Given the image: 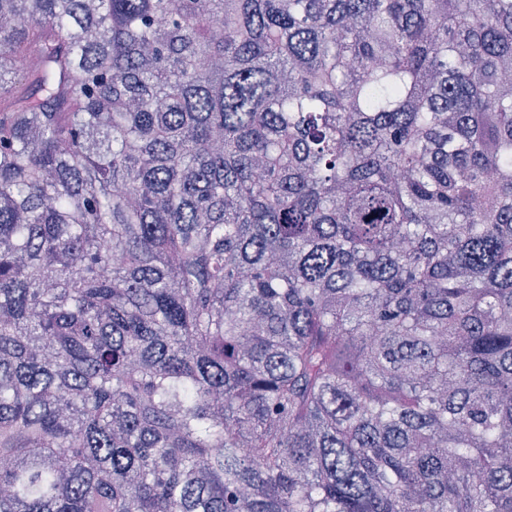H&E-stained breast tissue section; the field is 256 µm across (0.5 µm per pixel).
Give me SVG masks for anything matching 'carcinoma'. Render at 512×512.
Returning <instances> with one entry per match:
<instances>
[{
  "label": "carcinoma",
  "instance_id": "cac0c4a2",
  "mask_svg": "<svg viewBox=\"0 0 512 512\" xmlns=\"http://www.w3.org/2000/svg\"><path fill=\"white\" fill-rule=\"evenodd\" d=\"M0 512H512V0H0Z\"/></svg>",
  "mask_w": 512,
  "mask_h": 512
}]
</instances>
